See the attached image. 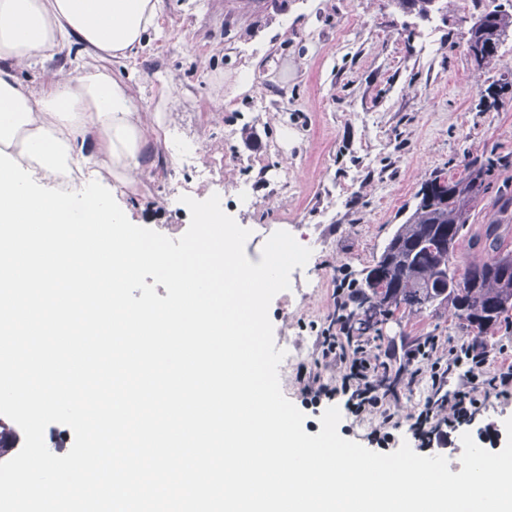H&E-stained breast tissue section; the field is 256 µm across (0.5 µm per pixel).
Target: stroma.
Segmentation results:
<instances>
[{
  "label": "stroma",
  "mask_w": 512,
  "mask_h": 512,
  "mask_svg": "<svg viewBox=\"0 0 512 512\" xmlns=\"http://www.w3.org/2000/svg\"><path fill=\"white\" fill-rule=\"evenodd\" d=\"M443 4L423 19L393 0H162L158 38L112 70L129 78L145 108L170 84L172 135L190 146L127 196L142 237L183 250L204 186L223 199L241 267H265L267 230L307 246V261L281 272L282 287L267 291L260 312L264 374L299 433L453 477L475 453L512 448V404L489 401L454 432V452L423 446L409 426L435 393L429 366L414 372L389 360L388 373L401 376L391 403L397 445L383 450L370 440L378 419L347 416L337 401L311 413L296 380L299 367H317V335L336 311L339 275L360 280L431 176L455 178L468 159L498 158L495 186L473 222L512 225V93L486 99L489 87L512 80V31L495 61L477 67L467 30L492 0ZM244 70L252 84L233 94ZM200 141L205 151L194 150ZM427 336L443 352L471 339L443 306L393 318L365 342L381 354Z\"/></svg>",
  "instance_id": "obj_1"
}]
</instances>
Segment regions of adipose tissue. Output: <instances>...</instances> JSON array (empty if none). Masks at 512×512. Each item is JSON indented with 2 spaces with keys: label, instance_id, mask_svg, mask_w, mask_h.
Here are the masks:
<instances>
[{
  "label": "adipose tissue",
  "instance_id": "adipose-tissue-1",
  "mask_svg": "<svg viewBox=\"0 0 512 512\" xmlns=\"http://www.w3.org/2000/svg\"><path fill=\"white\" fill-rule=\"evenodd\" d=\"M160 0H0V354L17 368L0 394L38 383L32 413L75 387L101 351L78 358L60 343L71 319H105L112 338V415L94 468L43 453L64 486L54 499H0V512H82L94 488L125 479L115 459L135 458L146 480L112 499L111 512H512V451L473 458L456 478L417 463L375 462L333 438H301L267 392L258 312L275 278H250L232 232L175 254L141 239L117 190L134 187L174 153L166 100L141 113L112 63L160 30ZM79 46L97 58L69 72L31 69ZM173 290L163 307L135 303L141 268ZM171 448L207 470V483L164 474L151 451ZM87 488L69 492L74 472Z\"/></svg>",
  "mask_w": 512,
  "mask_h": 512
}]
</instances>
